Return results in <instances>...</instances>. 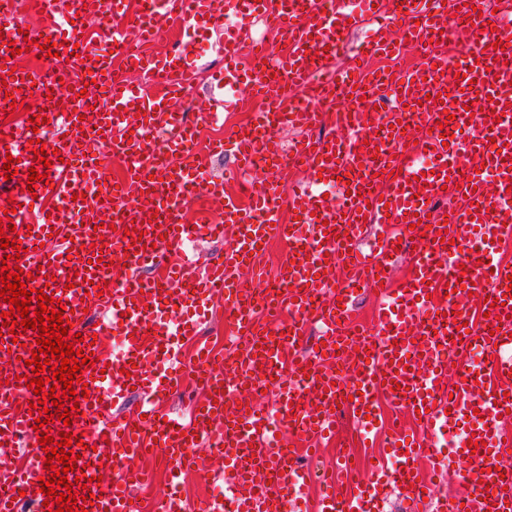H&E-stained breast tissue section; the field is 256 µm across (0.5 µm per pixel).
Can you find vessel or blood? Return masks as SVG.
I'll list each match as a JSON object with an SVG mask.
<instances>
[{"instance_id":"vessel-or-blood-1","label":"vessel or blood","mask_w":512,"mask_h":512,"mask_svg":"<svg viewBox=\"0 0 512 512\" xmlns=\"http://www.w3.org/2000/svg\"><path fill=\"white\" fill-rule=\"evenodd\" d=\"M42 11L39 45L59 44L60 56L50 72L36 74L18 67L9 46L24 48V36L14 20L11 0H0V108L34 93L46 96L66 74L75 37H61L60 21L109 15L113 18L109 53L85 60L103 89L109 108L91 110L88 98L79 104L53 98L47 113L60 132L46 142L58 151L47 178L36 192L26 190L34 154L27 146L32 131L17 134L0 124V161L18 158V173L7 180L8 198L0 207L18 204L12 219L24 251L19 266L33 278L32 288L62 301L71 314L80 347L93 358L85 371L88 398L65 400L79 407L90 452L75 468L90 476L89 488L99 495L88 512H131L133 490L142 480L132 461L144 453H162L172 465V478L207 469L201 445L222 447L223 501L184 500L170 491L158 512H287L301 501L315 475L299 465L296 450L335 438L340 413L355 416L358 433L378 432L386 400L400 415L415 417L418 438L395 429L386 463L360 477L348 454H340L335 470L323 480L311 512H378L387 486L406 489L415 506H423L427 485L420 460L435 461L440 437L468 419L481 445L470 450L459 441L456 452L474 457L483 473L472 479L473 495L454 502L449 512H512V478L501 479L498 459L512 447V264L500 258L503 243L512 240V76L501 63L512 54V0L483 5L468 28L449 25L458 6L476 0H330L328 9L316 0H140L129 13L126 0H69L59 10L53 0H36ZM267 16L280 37L281 51L267 56L256 49L248 27L239 25L225 36L224 68L215 79L221 89L249 88L267 99L270 108L254 113L245 128L212 144V151L234 156L245 175L257 171V156L279 163L282 150L271 128L315 130L325 117L299 108L289 87H309L320 96L344 89L367 95L365 112L335 113L346 135L340 140L300 139L293 147L295 164L308 172L306 181L280 188L269 185L249 205L210 177L194 145L201 125L217 123L216 108L190 115L171 102L192 84L194 70L179 48L160 56L143 55L141 43L155 39L163 21L185 18L197 29L218 30L224 18ZM380 26L364 50L370 55L397 54L387 35L399 22L411 44L441 38L449 46L484 35L483 59L428 52L424 63L395 71L392 79L354 69L335 75L333 66L345 45L350 24L364 16ZM246 53L268 58L272 78L256 79L243 61ZM126 67H113L114 59ZM456 62L459 78L447 75ZM162 79L166 93L142 94L128 66ZM480 121L467 137L457 134L471 111ZM450 131L443 141L442 131ZM123 144L129 152L124 183L112 190L113 200L132 197L126 210L111 202L89 208L79 202L92 193L105 174L94 153L84 152V140ZM416 143L430 161L422 171L415 158L395 155L398 144ZM346 171L349 193L332 195L339 171ZM223 200L219 219L199 224L183 220V209L196 190ZM142 231L141 242L125 236L128 226ZM380 236L369 250L360 244L371 228ZM231 232L233 242L223 256L199 263L188 244L203 236ZM447 240H438L439 232ZM58 238L67 247L54 252L44 244ZM286 244L278 271L281 296L261 297L268 283L254 271V251L268 241ZM409 252L411 271L392 283L398 252ZM179 255L165 278L143 277L141 270ZM379 292L374 316L377 339L368 342L367 328L355 323L350 301L356 290ZM475 312H467L470 298ZM498 307H491V298ZM223 303L234 313L242 346L227 361L201 350L195 372L203 389L189 422L169 417L158 401L175 381L172 367L179 346L198 335L201 319ZM100 304L109 314L107 325L88 324L85 306ZM320 324L317 346L307 344L306 321ZM123 339L112 357L99 356V339ZM36 332L0 334V447L12 448L32 436L35 418L17 411L15 400L32 401L24 381L25 364L35 349ZM260 372L272 384L264 403H256L257 386L249 375ZM140 393L139 418L110 421L113 404ZM433 402L422 412L424 402ZM45 451L34 448L29 465L17 470L0 464V512H17L11 500L19 493L39 497L45 475ZM111 481H101L103 469Z\"/></svg>"}]
</instances>
